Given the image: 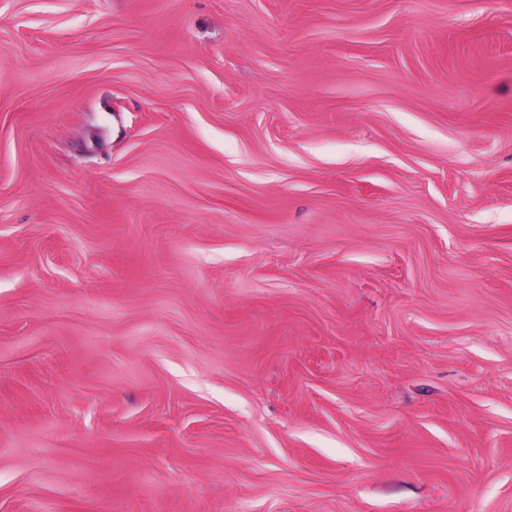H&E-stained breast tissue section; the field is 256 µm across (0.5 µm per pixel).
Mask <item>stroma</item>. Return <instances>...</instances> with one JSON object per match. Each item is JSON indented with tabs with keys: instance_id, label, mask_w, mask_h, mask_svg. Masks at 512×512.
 <instances>
[{
	"instance_id": "35a3bbf8",
	"label": "stroma",
	"mask_w": 512,
	"mask_h": 512,
	"mask_svg": "<svg viewBox=\"0 0 512 512\" xmlns=\"http://www.w3.org/2000/svg\"><path fill=\"white\" fill-rule=\"evenodd\" d=\"M0 512H512V0H0Z\"/></svg>"
}]
</instances>
